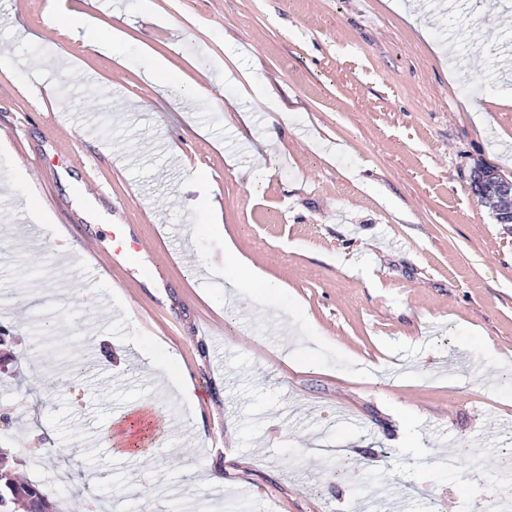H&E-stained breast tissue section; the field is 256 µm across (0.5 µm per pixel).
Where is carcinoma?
<instances>
[{"label":"carcinoma","mask_w":512,"mask_h":512,"mask_svg":"<svg viewBox=\"0 0 512 512\" xmlns=\"http://www.w3.org/2000/svg\"><path fill=\"white\" fill-rule=\"evenodd\" d=\"M0 512H58L56 499L42 486L21 476L0 445Z\"/></svg>","instance_id":"carcinoma-1"}]
</instances>
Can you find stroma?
I'll list each match as a JSON object with an SVG mask.
<instances>
[{
    "label": "stroma",
    "instance_id": "35a3bbf8",
    "mask_svg": "<svg viewBox=\"0 0 512 512\" xmlns=\"http://www.w3.org/2000/svg\"><path fill=\"white\" fill-rule=\"evenodd\" d=\"M455 2L0 0V414L71 512H483L512 484V224L469 184L512 178V8ZM228 239L277 300H225ZM99 336L123 366L74 373ZM143 403L159 451L102 441ZM125 33L119 28H112L106 34H94L91 37V45L105 52H112L114 55L119 52L125 44ZM112 246L108 259L117 270H128L129 264L142 252V243L129 224H113Z\"/></svg>",
    "mask_w": 512,
    "mask_h": 512
}]
</instances>
